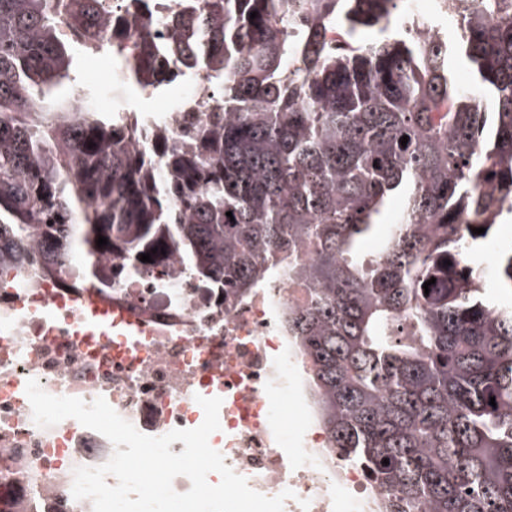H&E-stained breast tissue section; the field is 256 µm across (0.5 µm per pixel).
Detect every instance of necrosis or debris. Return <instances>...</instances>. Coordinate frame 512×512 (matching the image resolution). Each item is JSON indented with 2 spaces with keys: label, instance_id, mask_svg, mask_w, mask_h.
Listing matches in <instances>:
<instances>
[{
  "label": "necrosis or debris",
  "instance_id": "obj_1",
  "mask_svg": "<svg viewBox=\"0 0 512 512\" xmlns=\"http://www.w3.org/2000/svg\"><path fill=\"white\" fill-rule=\"evenodd\" d=\"M474 0H406L412 35L428 34L439 17L458 19ZM216 95L204 76L160 106L139 110L165 140L184 146L187 123L208 124ZM85 291L66 277L33 271L0 278V507L5 512H93L74 499L73 471L98 466L111 442L67 418L37 426L28 380L55 396L104 397L140 432L161 436L199 425L196 395L214 365L224 368L223 418L209 443L254 491L274 497L291 490L283 512H378L384 488L339 455L326 452L325 434L304 389V354L289 343L279 315L304 305L308 290L287 277L250 296L221 294L169 268L168 287L136 274L96 291L141 326L137 336L108 335L96 344L79 337ZM292 403L303 422L284 435L282 408Z\"/></svg>",
  "mask_w": 512,
  "mask_h": 512
}]
</instances>
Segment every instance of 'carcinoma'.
I'll return each mask as SVG.
<instances>
[{"mask_svg": "<svg viewBox=\"0 0 512 512\" xmlns=\"http://www.w3.org/2000/svg\"><path fill=\"white\" fill-rule=\"evenodd\" d=\"M131 2L0 0V268L67 273L77 252V282L110 288L164 284L174 260L244 297L286 274L311 290L280 324L325 447L389 491L386 512H512V304L487 300L475 259L512 214V0L445 45L391 29L402 0H178L192 9L136 33L115 23ZM64 24L145 92L206 70L212 122L185 149L157 138L158 167L124 114L46 107L39 86L73 68ZM492 270L512 297V249Z\"/></svg>", "mask_w": 512, "mask_h": 512, "instance_id": "cac0c4a2", "label": "carcinoma"}]
</instances>
